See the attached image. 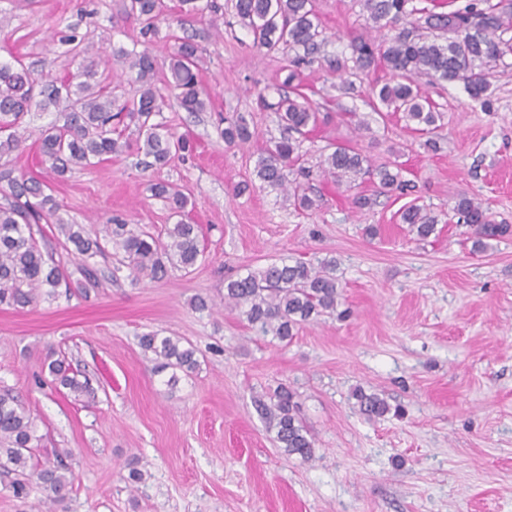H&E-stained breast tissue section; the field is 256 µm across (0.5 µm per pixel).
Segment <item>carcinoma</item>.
<instances>
[{"label":"carcinoma","mask_w":512,"mask_h":512,"mask_svg":"<svg viewBox=\"0 0 512 512\" xmlns=\"http://www.w3.org/2000/svg\"><path fill=\"white\" fill-rule=\"evenodd\" d=\"M180 15L204 16L209 26L221 31L224 14L217 0H180ZM367 12L365 34L352 44V62L361 72L382 65L390 79L382 84H370L365 89L369 102L403 114L412 130L426 136L424 145L433 147L442 113L421 87V82L440 85L461 81L470 98L486 111L491 110V87L500 76L504 58L512 55V38L504 34L512 30V3H491V0H467L454 11L435 12L417 7L412 0H363ZM238 21L253 37V44L268 52L288 50V82L298 71L320 59L327 43L314 0H235ZM172 11L168 0H128L125 12L141 17L145 25L144 43L150 44L155 35V20ZM382 38L375 37V34ZM198 46L189 38L177 40L169 55L165 89L174 94L180 108L186 112H204L210 95L199 77ZM329 70L341 78L342 88L356 90L344 77L347 66L341 58L326 59ZM129 70L140 82L138 94L122 100L112 94V87L100 82L90 83L98 74V63L90 61L82 67V81L52 75L39 81L21 61H0V159L19 149L21 139L16 134L23 118L34 108L47 110L66 102V117L61 125L52 124L41 136L40 153L52 172L64 176L76 165H93L120 152L119 138L113 137L116 126L129 120L143 136L142 151L149 158L147 165L165 166L174 157L191 152L193 143L185 136L155 121L166 106L167 97L156 87L157 62L149 50L129 58ZM282 127L280 138L272 140L260 154L255 166L261 186L288 192L294 206L302 211L315 207L305 188L310 171L301 166L299 137L318 123L319 112L302 94L282 95L275 103L264 101ZM228 146H241L252 139L244 116L224 118L219 129ZM324 177L337 184L368 180L379 193L410 194L416 185L402 179L400 172L387 165L375 166L358 150L344 145L320 161ZM0 305L26 307L42 297H52L68 279L63 265L43 252L33 233V225L45 221L57 224L73 246L76 254L90 259L106 252L110 245L123 251V260L136 281H159L170 269L186 273L194 270L203 258L200 248L201 227L185 221L188 197L166 182L151 185L152 195L163 199L176 219L165 227L166 238L154 236L136 224L119 219L105 225L104 234L90 237L81 224H70L57 216L59 205L45 193L47 185L21 173H0ZM458 222L469 228L472 249L480 252L487 241L512 233L509 224H496L488 209L475 198L462 194L452 208ZM419 240L436 233L438 216L426 208L412 204L401 213ZM338 282L336 259L325 258L313 265L296 260L293 263L272 261L250 269L246 275L225 281L224 304L240 310L249 324L263 334L288 342L294 329L326 312L336 311ZM140 348L153 355L157 372L171 371L167 385L173 387L179 375L191 376L200 366L197 349L178 336L144 333L138 338ZM49 373L53 381L75 393L95 396L89 380L77 378L64 358L50 360ZM359 411L369 418L396 415L393 408L377 393H367L358 387L352 393ZM257 412L275 434V441L289 456L303 462L313 458V439L300 416L296 393L281 384L273 392L254 398ZM35 417L19 397L10 391L0 392V475L10 479L15 495L26 493L34 478L53 503H62L72 489L65 462L68 454L56 453L54 462L37 461L40 436Z\"/></svg>","instance_id":"cac0c4a2"}]
</instances>
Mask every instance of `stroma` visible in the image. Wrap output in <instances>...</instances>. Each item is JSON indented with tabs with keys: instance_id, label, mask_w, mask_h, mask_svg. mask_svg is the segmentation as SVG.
<instances>
[{
	"instance_id": "obj_1",
	"label": "stroma",
	"mask_w": 512,
	"mask_h": 512,
	"mask_svg": "<svg viewBox=\"0 0 512 512\" xmlns=\"http://www.w3.org/2000/svg\"><path fill=\"white\" fill-rule=\"evenodd\" d=\"M126 0H0V59L19 57L34 74H75L80 61L105 55L101 74L115 93L136 96L126 52L140 51L142 19ZM329 57L349 58L363 34L362 0H316ZM150 48L166 67L178 37L198 44L199 73L211 92L207 111L169 103L159 116L190 134L193 154L161 168L141 163L138 135L125 127L127 151L57 177L38 139L62 123L57 108L32 110L24 141L0 162L44 177L60 216L101 233L113 216L162 233L168 208L150 186L178 185L201 224L205 253L191 273L132 282L121 252L92 259L98 280L77 288L81 260L64 249L56 225L35 226L43 248L64 265L69 284L25 307L0 306V391L19 396L36 416L42 459L68 451L74 483L51 504L38 486L14 497L0 476V512H512V235L472 250L464 225L447 214L459 194L480 199L492 220L512 224V72L493 85L492 109L463 84L428 87L444 120L431 151L400 116L380 119L367 98L337 87L326 63L303 69L301 90L326 121L301 142L312 169L317 210H296L287 192L261 187L255 163L281 128L258 96L278 99L288 56L254 47L241 24L214 35L207 20L156 23ZM74 30L78 48L55 34ZM244 114L253 138L227 146L220 117ZM370 122V132L357 126ZM362 150L374 164L400 169L417 195L378 197L359 211L352 194L316 176L329 144ZM417 203L439 217L436 234L416 241L399 219ZM376 237H367V225ZM336 257L347 319L325 314L292 341L263 335L225 306L224 281L273 259ZM202 296L212 309L194 310ZM147 332L180 336L199 351V370L169 387L138 346ZM65 356L89 378L95 400L75 399L53 383L48 353ZM285 384L298 395L314 438L304 462L277 448L257 413L256 394ZM382 394L403 416H361L355 387ZM138 461L141 482L129 478Z\"/></svg>"
}]
</instances>
